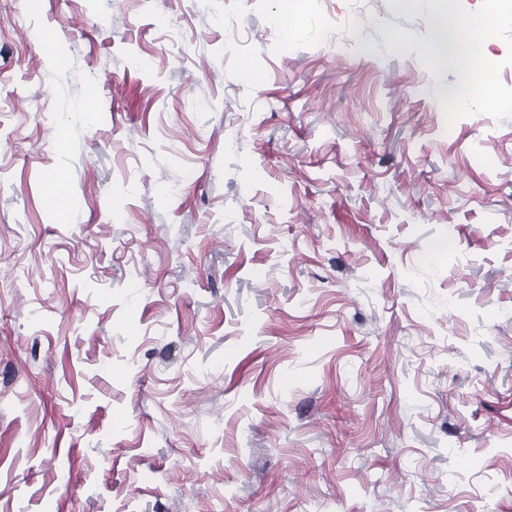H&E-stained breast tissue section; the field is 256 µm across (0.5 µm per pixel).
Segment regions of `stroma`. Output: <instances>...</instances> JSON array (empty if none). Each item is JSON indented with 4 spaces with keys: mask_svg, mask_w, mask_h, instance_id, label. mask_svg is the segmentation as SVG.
Wrapping results in <instances>:
<instances>
[{
    "mask_svg": "<svg viewBox=\"0 0 512 512\" xmlns=\"http://www.w3.org/2000/svg\"><path fill=\"white\" fill-rule=\"evenodd\" d=\"M278 8L0 0V512H512V112ZM296 0H280V7L272 18L275 27L287 36L298 35L302 31Z\"/></svg>",
    "mask_w": 512,
    "mask_h": 512,
    "instance_id": "stroma-1",
    "label": "stroma"
}]
</instances>
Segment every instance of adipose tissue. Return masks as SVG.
Returning a JSON list of instances; mask_svg holds the SVG:
<instances>
[{
    "instance_id": "adipose-tissue-1",
    "label": "adipose tissue",
    "mask_w": 512,
    "mask_h": 512,
    "mask_svg": "<svg viewBox=\"0 0 512 512\" xmlns=\"http://www.w3.org/2000/svg\"><path fill=\"white\" fill-rule=\"evenodd\" d=\"M511 18L512 0H493L490 8L465 18L450 6L437 14L424 56L429 68L461 70L462 82L450 96L455 109H465L474 98L482 97L501 110L512 111V98L495 95L496 70L488 54L499 26Z\"/></svg>"
}]
</instances>
